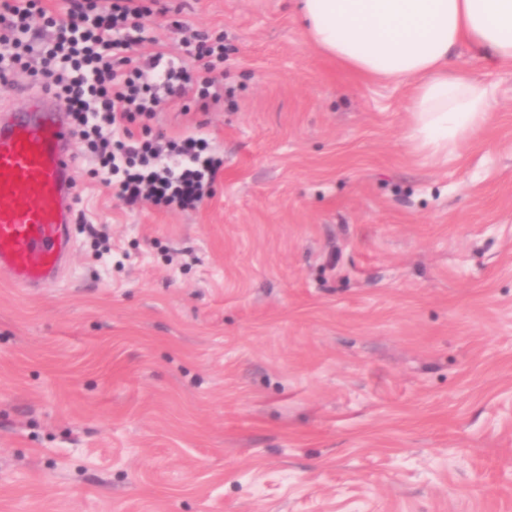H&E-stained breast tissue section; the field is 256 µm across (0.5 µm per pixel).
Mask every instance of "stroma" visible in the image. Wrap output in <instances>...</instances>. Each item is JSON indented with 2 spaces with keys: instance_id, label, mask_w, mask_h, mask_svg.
<instances>
[{
  "instance_id": "35a3bbf8",
  "label": "stroma",
  "mask_w": 512,
  "mask_h": 512,
  "mask_svg": "<svg viewBox=\"0 0 512 512\" xmlns=\"http://www.w3.org/2000/svg\"><path fill=\"white\" fill-rule=\"evenodd\" d=\"M223 32L231 96L173 104L224 161L194 210H131L76 154L61 278L0 275V512H512V65L448 162L411 86L309 42L293 0H170Z\"/></svg>"
}]
</instances>
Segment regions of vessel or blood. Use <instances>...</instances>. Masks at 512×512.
<instances>
[{"mask_svg": "<svg viewBox=\"0 0 512 512\" xmlns=\"http://www.w3.org/2000/svg\"><path fill=\"white\" fill-rule=\"evenodd\" d=\"M0 111V274L20 288L55 281L78 222L75 148L55 96Z\"/></svg>", "mask_w": 512, "mask_h": 512, "instance_id": "b4317fda", "label": "vessel or blood"}]
</instances>
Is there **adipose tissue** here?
<instances>
[{
  "label": "adipose tissue",
  "instance_id": "adipose-tissue-1",
  "mask_svg": "<svg viewBox=\"0 0 512 512\" xmlns=\"http://www.w3.org/2000/svg\"><path fill=\"white\" fill-rule=\"evenodd\" d=\"M309 41L368 77L412 82L414 148L439 160L488 124L496 89L453 71L469 45L485 60L512 64V0H298Z\"/></svg>",
  "mask_w": 512,
  "mask_h": 512
}]
</instances>
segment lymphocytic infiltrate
Masks as SVG:
<instances>
[{
    "label": "lymphocytic infiltrate",
    "instance_id": "obj_1",
    "mask_svg": "<svg viewBox=\"0 0 512 512\" xmlns=\"http://www.w3.org/2000/svg\"><path fill=\"white\" fill-rule=\"evenodd\" d=\"M155 8L170 11L161 0H62L58 7L0 0V74H27L55 93L76 139L97 161L96 175L125 206L149 201L193 210L211 196L222 161L204 137L169 141L149 122L190 89L201 110L223 102L215 69L224 39L194 34L189 54L202 64L197 74L160 50L134 61L128 51L137 20Z\"/></svg>",
    "mask_w": 512,
    "mask_h": 512
}]
</instances>
